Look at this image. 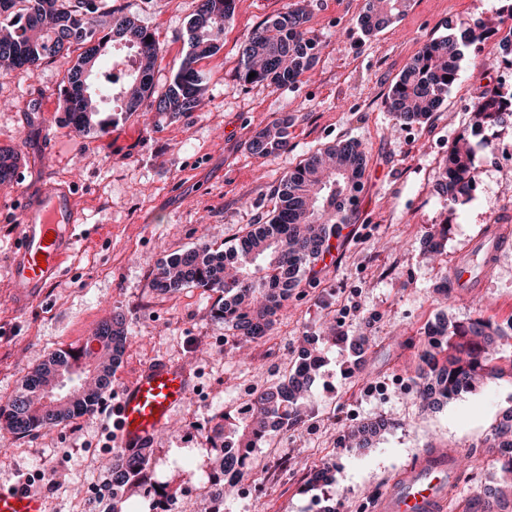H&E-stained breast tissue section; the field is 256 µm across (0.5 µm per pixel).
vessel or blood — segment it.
Here are the masks:
<instances>
[{"instance_id":"b4317fda","label":"vessel or blood","mask_w":512,"mask_h":512,"mask_svg":"<svg viewBox=\"0 0 512 512\" xmlns=\"http://www.w3.org/2000/svg\"><path fill=\"white\" fill-rule=\"evenodd\" d=\"M78 216L66 184H48L39 197L25 200L11 279L19 304L42 298L57 282L66 256L78 239ZM186 364L155 359L145 364L108 408L113 441L120 448H146L192 392ZM374 512H447L448 458L424 454L403 469L373 505ZM0 512H45L40 495L19 486L0 487Z\"/></svg>"}]
</instances>
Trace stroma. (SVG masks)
Returning <instances> with one entry per match:
<instances>
[{"label": "stroma", "instance_id": "obj_1", "mask_svg": "<svg viewBox=\"0 0 512 512\" xmlns=\"http://www.w3.org/2000/svg\"><path fill=\"white\" fill-rule=\"evenodd\" d=\"M155 30L161 46L153 80L164 87L183 55V33L196 0H116ZM289 0H237L224 26L223 45L201 62L207 84L200 111L142 112L117 116L102 134H79L59 112L63 67L43 64L35 74L0 80V146L22 153L15 180L0 183V398L21 377L60 348H82L98 323L122 313L132 338L112 381L131 382L149 361L166 357L190 366L208 396L175 413L170 430L155 441L159 481L183 480L176 465L191 427L235 414L243 385L275 382L297 358L306 332L335 320L348 336H365L362 369H348L341 345L326 341L309 403L315 415L303 428L252 453L247 480L257 502L245 505L236 490L224 492V512H368L392 478L427 450L453 448L472 467L448 500V512H480L485 488L497 487L499 452L483 447L493 424L512 410V383L495 381L455 396L435 409L415 400L418 346L429 324L444 316L456 323L484 316L512 323V244L473 287L438 289L452 268L470 257L492 221L512 225V126L488 131L495 153L472 167L479 186L465 202L440 197L435 188L448 147L472 125L475 95L489 84L481 60L494 40L466 47L459 81L440 112L407 135L383 101L403 68L432 38L494 20L497 0H410L402 19L365 34L358 23L363 0H311L307 29L319 44L317 65L296 86L241 85L238 50L260 23L284 12ZM290 121L287 151L259 157L250 140L270 122ZM352 138L366 151V167L350 224L343 227L331 262L317 263V284L296 290L266 342L239 363L232 346L214 352L208 339L224 335L212 319L208 294L185 287L152 286L158 261L208 241L223 248L274 206L277 179L317 149ZM71 184L86 236L68 257L67 273L42 300L18 307L10 277L11 252L22 195H39L48 183ZM447 226L443 251L429 258L424 246L433 228ZM410 339L398 347L396 338ZM385 420L370 448L356 450L340 438L351 426ZM108 433L100 414L17 439L0 427V485L46 469L59 474L46 490L47 512H74L85 487L109 474L101 456ZM301 457L293 478L270 479L281 462ZM335 482L312 490L305 475L322 466Z\"/></svg>", "mask_w": 512, "mask_h": 512}]
</instances>
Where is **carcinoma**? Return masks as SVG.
Masks as SVG:
<instances>
[{
    "mask_svg": "<svg viewBox=\"0 0 512 512\" xmlns=\"http://www.w3.org/2000/svg\"><path fill=\"white\" fill-rule=\"evenodd\" d=\"M408 7L409 0H369L359 24L365 34H373L400 20ZM234 8L235 0H197L184 34L186 53L164 91L157 94L153 72L160 44L154 32L123 8L107 0H0V73L31 75L47 62L63 61L68 87L60 109L67 125L80 133L104 132L116 112H194L206 80L197 64L220 49L224 24ZM100 12L109 17V26L97 24ZM308 19L306 0H292L286 11L256 27L239 48V82L277 89L295 85L318 60V44L307 33ZM492 31L479 22L458 35L426 42L390 87L384 98L386 110L407 125L426 122L459 79L462 48L485 42ZM118 44L135 51V63L117 103L99 109L92 96L83 93L84 75L95 73L103 56L116 59ZM505 101L512 103V91L499 84L480 91L474 122L489 127L512 124V107L504 109ZM248 149L260 157L288 149V119L268 124ZM20 161L17 148L0 147V182L15 177ZM365 162L361 144L352 139L315 151L279 179L274 188L277 202L267 220L250 225L222 251L202 244L158 263L152 286L164 292L192 286L211 293L215 296L211 317L233 331L235 349L250 347L270 335L284 303L313 271L340 225L349 223L355 202L352 191L361 185ZM471 170V142L462 135L439 168V194L454 202L469 195ZM511 331L512 324L506 331L481 315L464 324L444 319L429 327L417 367L423 405L432 407L486 382L512 380V356L504 355L501 348V340ZM94 337L99 351L54 352L0 402V421L11 434L25 436L94 410L112 386L126 348L124 316L114 313L102 320ZM335 342L363 365L368 339L338 336ZM316 373L317 362H294L280 381L250 390L249 418L222 416L211 427L209 439L239 443L241 454L235 465L247 471L258 441L309 420L303 399ZM380 429L379 423L352 426L343 440L363 449ZM506 442L512 444V413L491 426L483 445L502 448ZM147 466L141 450H115L111 512H129L131 498L141 493Z\"/></svg>",
    "mask_w": 512,
    "mask_h": 512,
    "instance_id": "cac0c4a2",
    "label": "carcinoma"
}]
</instances>
